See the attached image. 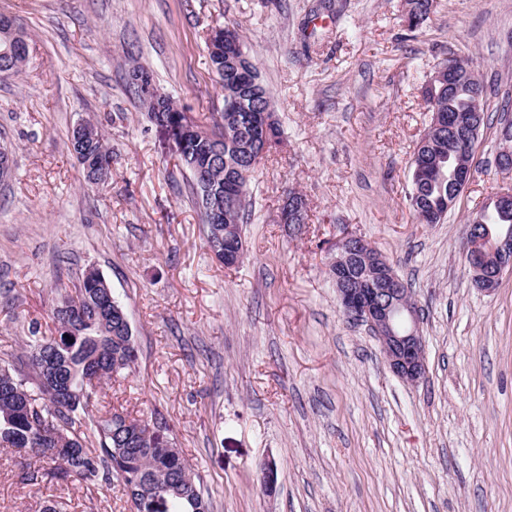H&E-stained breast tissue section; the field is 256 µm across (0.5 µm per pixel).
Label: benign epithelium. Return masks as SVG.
<instances>
[{
  "label": "benign epithelium",
  "instance_id": "1",
  "mask_svg": "<svg viewBox=\"0 0 512 512\" xmlns=\"http://www.w3.org/2000/svg\"><path fill=\"white\" fill-rule=\"evenodd\" d=\"M225 31L224 27H215L207 39L209 55L219 64L224 62ZM133 80L149 111H169L171 96L159 90L150 75L137 72ZM158 128L170 143L196 133L190 125L164 122ZM511 245L512 241L507 238H494L491 233L484 232L480 224L468 225L465 257L480 287L495 289L503 274L512 270V261L507 259ZM353 253L376 270L381 287L347 288L342 278L336 277V293L343 311L348 318L369 327L381 345L389 368L398 378L408 384H417L425 373L418 305L409 289L402 287L392 265L360 236L351 234L339 240L333 263L339 266Z\"/></svg>",
  "mask_w": 512,
  "mask_h": 512
}]
</instances>
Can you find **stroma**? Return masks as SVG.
I'll list each match as a JSON object with an SVG mask.
<instances>
[{
  "label": "stroma",
  "instance_id": "35a3bbf8",
  "mask_svg": "<svg viewBox=\"0 0 512 512\" xmlns=\"http://www.w3.org/2000/svg\"><path fill=\"white\" fill-rule=\"evenodd\" d=\"M403 0H0L29 57L0 76V361L23 369L62 293L98 268L125 306L137 362L99 404L165 422L210 512H512V272L477 288L465 226L512 183L495 165L512 97V0H435L409 32ZM234 25L284 130L249 185L246 255L205 244L190 174L127 88L139 64L198 123L223 106L206 34ZM483 64L491 117L473 181L438 224L407 197L430 121L423 88L448 56ZM95 122L108 184L85 186L68 146ZM307 224L279 223L288 189ZM358 235L422 310L426 374L388 368L349 319L329 265ZM274 461L273 485L260 467ZM0 449V512H127L119 481L31 482Z\"/></svg>",
  "mask_w": 512,
  "mask_h": 512
}]
</instances>
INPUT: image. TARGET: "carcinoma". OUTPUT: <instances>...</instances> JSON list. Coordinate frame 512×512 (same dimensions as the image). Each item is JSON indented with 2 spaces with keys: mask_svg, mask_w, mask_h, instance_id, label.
<instances>
[{
  "mask_svg": "<svg viewBox=\"0 0 512 512\" xmlns=\"http://www.w3.org/2000/svg\"><path fill=\"white\" fill-rule=\"evenodd\" d=\"M409 30L417 29L430 15L434 0H405ZM28 55L0 58V72L17 73ZM448 62L460 76L454 93L434 96L425 88L427 110L445 116L468 114L479 109L485 126L487 86L483 76L472 81L469 70L480 71L472 57L451 56ZM256 83H241L229 72L219 78L224 90V111L213 114L212 127L196 138L178 143L174 154L182 165L187 158L210 159L206 183L192 181V193L211 242L219 226L209 220V210L224 213V224L233 228L231 243L243 244L242 227L248 223V183L260 163L255 146L264 135L262 113L274 112L258 67L249 61ZM85 149L97 158L110 157V149L98 128L90 130ZM478 136L467 131L446 137L427 135L413 153L410 207L421 224H438L445 201L461 195L464 185L450 182L455 154L460 145H475ZM443 159L444 176L416 175L425 153ZM86 185L100 180L99 169L87 157H77ZM473 220L489 225L493 235L512 234V211L501 212L487 203ZM124 307L96 268L87 269L80 286L61 297L52 311L54 335L30 337L27 372L0 363V448H14L38 463L28 479L42 477L64 483L77 478L95 484L122 476L131 512H206L208 505L191 466L172 446L162 426L146 419L112 410L95 418L88 408L98 389L131 369L137 360L133 332L118 323Z\"/></svg>",
  "mask_w": 512,
  "mask_h": 512,
  "instance_id": "1",
  "label": "carcinoma"
}]
</instances>
